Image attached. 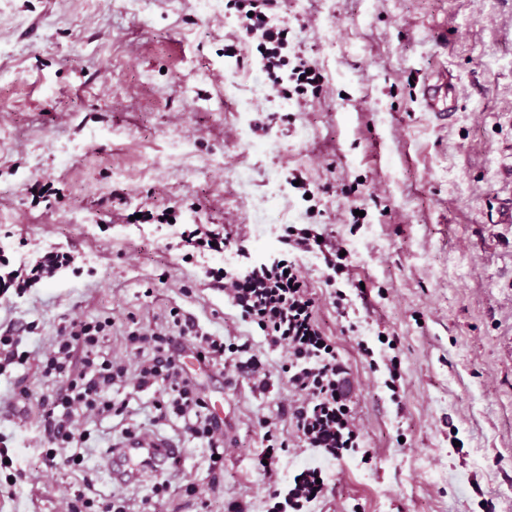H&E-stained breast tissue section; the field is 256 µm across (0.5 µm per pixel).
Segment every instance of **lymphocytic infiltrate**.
Masks as SVG:
<instances>
[{"label":"lymphocytic infiltrate","mask_w":512,"mask_h":512,"mask_svg":"<svg viewBox=\"0 0 512 512\" xmlns=\"http://www.w3.org/2000/svg\"><path fill=\"white\" fill-rule=\"evenodd\" d=\"M277 4L278 0H237L246 36L261 35L267 45L262 70L270 77L282 66L281 51L287 44L286 31L267 25L268 14ZM209 275L223 283L240 319L260 330L269 349L284 354L281 370L298 395L289 419L316 455L301 462L288 488L276 483L267 486L266 512H304L312 498L323 497L326 470L360 449L349 369L316 319L315 302L296 259L277 255L231 271L213 268ZM169 317L167 331H129L126 353L119 358L105 348L109 321L72 319L62 326L53 348L40 362L42 378L54 385L52 393L40 398L36 443L45 467H86L85 450L92 434L76 429L75 418L125 417L129 398L112 396L114 387L123 386L130 388L132 396L153 395L147 421L125 427L123 440L148 442L155 438L158 426L174 424L185 437L205 447L210 485L219 487L227 436L196 379L184 369L182 357L192 352L206 367L232 362L260 388L268 386L271 372L250 343H229L199 332L176 308Z\"/></svg>","instance_id":"1"}]
</instances>
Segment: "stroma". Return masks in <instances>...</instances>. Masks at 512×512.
I'll return each instance as SVG.
<instances>
[{
  "mask_svg": "<svg viewBox=\"0 0 512 512\" xmlns=\"http://www.w3.org/2000/svg\"><path fill=\"white\" fill-rule=\"evenodd\" d=\"M207 16L201 0H0V256L27 277L48 250L68 266L0 297V327L34 323L27 349H48L62 320H109L124 356L131 322L160 330L180 309L204 330L251 342L271 373L266 390L231 369L185 362L230 433L209 512L240 501L265 512L269 477L261 420L287 441L276 473L292 480L313 457L280 406L293 391L259 331L243 322L205 267H237L236 250L184 261V229L215 224L251 257L283 250L286 226H319L347 251L326 283L305 254L318 321L354 384L353 415L369 461L329 467L311 512H512V0H283L287 30L274 85L262 49L242 34L234 0ZM307 61L317 86L291 80ZM447 72L458 103L424 111L420 90ZM252 97L241 111L242 97ZM299 175L303 189L289 177ZM145 213L143 221L134 216ZM353 313L342 318L335 289ZM396 338L399 402L372 368ZM372 347L366 356L364 347ZM31 392L0 431V512H65L71 490L123 494L138 512L153 473L118 484L89 451L88 472L45 469L30 441L44 390L35 364L0 377ZM184 465L157 512H195L206 450ZM19 472L8 486V471Z\"/></svg>",
  "mask_w": 512,
  "mask_h": 512,
  "instance_id": "35a3bbf8",
  "label": "stroma"
}]
</instances>
